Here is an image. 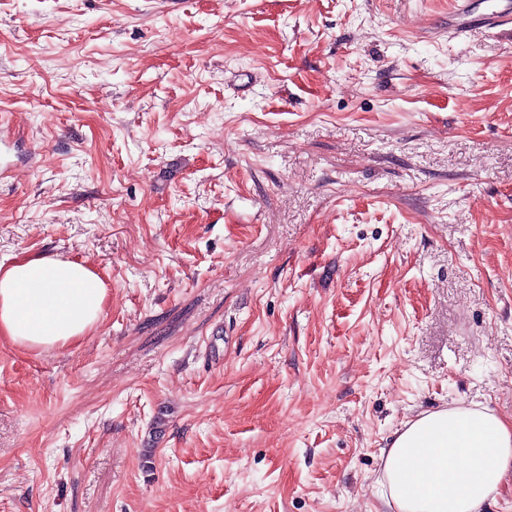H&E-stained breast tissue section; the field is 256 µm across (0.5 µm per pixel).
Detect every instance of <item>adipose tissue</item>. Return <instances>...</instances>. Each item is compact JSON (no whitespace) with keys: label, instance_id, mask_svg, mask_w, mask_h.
<instances>
[{"label":"adipose tissue","instance_id":"ef3b65f1","mask_svg":"<svg viewBox=\"0 0 512 512\" xmlns=\"http://www.w3.org/2000/svg\"><path fill=\"white\" fill-rule=\"evenodd\" d=\"M102 277L50 254L0 263V338L26 350L81 341L99 323ZM394 512H479L512 473V422L477 404L409 420L383 452Z\"/></svg>","mask_w":512,"mask_h":512}]
</instances>
